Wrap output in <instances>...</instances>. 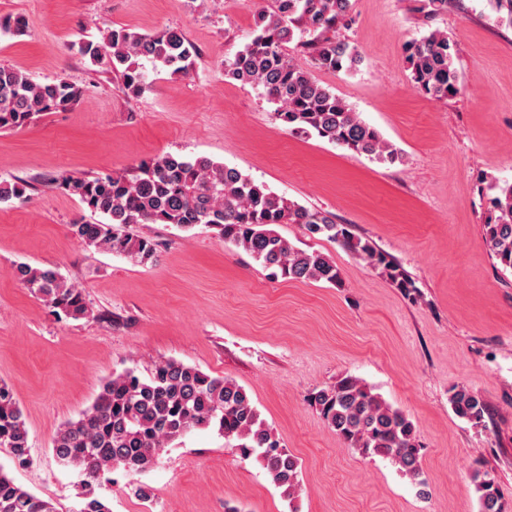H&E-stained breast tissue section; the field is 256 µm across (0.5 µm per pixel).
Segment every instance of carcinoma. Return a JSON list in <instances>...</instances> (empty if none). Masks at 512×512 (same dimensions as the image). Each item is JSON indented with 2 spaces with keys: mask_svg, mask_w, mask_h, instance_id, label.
I'll list each match as a JSON object with an SVG mask.
<instances>
[{
  "mask_svg": "<svg viewBox=\"0 0 512 512\" xmlns=\"http://www.w3.org/2000/svg\"><path fill=\"white\" fill-rule=\"evenodd\" d=\"M351 8L352 0H272L257 13L250 42L224 59V76L263 88L267 99L277 105V119L289 131L315 135L379 163L394 164L402 160L401 152L288 53L294 42L309 50L321 69L356 70L362 62L358 49L336 39V25L346 20ZM78 51L92 64L112 69L122 89L136 96L145 87V64L185 73L197 55L196 48L173 28L152 34L114 28L98 41L80 43ZM404 53L417 92L436 101L459 93L460 75L448 34L433 30L406 43ZM78 97L79 90L65 79L40 84L1 65L0 130L22 128L41 113L66 109ZM59 187L104 216L97 223L69 225L74 237L140 264L156 260L157 244L129 234L128 225L168 224L184 231L203 225L245 250L274 278L341 285V272L328 256L293 246L275 230L279 224H300L309 236L337 242L380 271L405 297L415 293L414 282L392 259L356 236L349 225L337 223L331 213L308 209L205 156L168 153L141 164L130 176L69 175L61 178ZM490 190L482 242L503 270L512 271V184L493 185ZM25 192L22 183L0 181V202L20 199ZM14 275L57 316L73 320L93 316L82 290L67 283L58 269L20 263ZM309 402L347 447L389 460L425 493L415 426L400 409L352 376L315 389ZM449 403L458 417L475 425L488 414L482 397L463 385L451 389ZM210 426L218 427L225 440L235 441L242 455H257L271 482L294 499L300 487L299 461L280 446L247 391L231 379L212 377L175 360L157 363L146 378L133 369L112 375L91 409L79 420L63 424L51 445L59 466L83 476L79 512H111L96 492L102 473H142L184 433ZM0 448L20 464L29 459L25 414L5 383L0 384ZM472 483L480 512H508L489 473L474 471ZM0 512L58 509L53 500L17 485L0 467Z\"/></svg>",
  "mask_w": 512,
  "mask_h": 512,
  "instance_id": "1",
  "label": "carcinoma"
}]
</instances>
